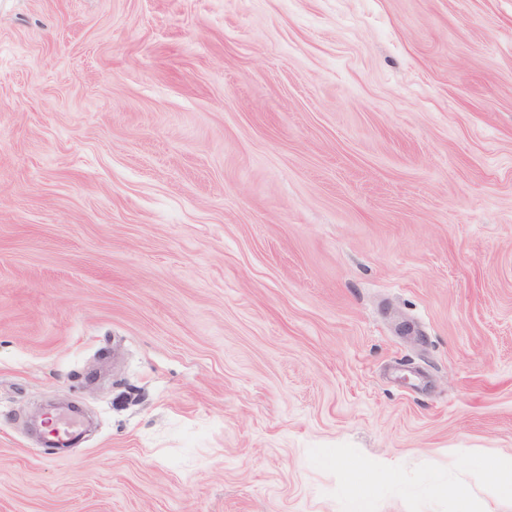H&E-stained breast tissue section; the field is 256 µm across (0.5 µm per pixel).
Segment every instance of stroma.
<instances>
[{"label": "stroma", "mask_w": 512, "mask_h": 512, "mask_svg": "<svg viewBox=\"0 0 512 512\" xmlns=\"http://www.w3.org/2000/svg\"><path fill=\"white\" fill-rule=\"evenodd\" d=\"M329 451L512 512V0H0V512H351Z\"/></svg>", "instance_id": "1"}]
</instances>
